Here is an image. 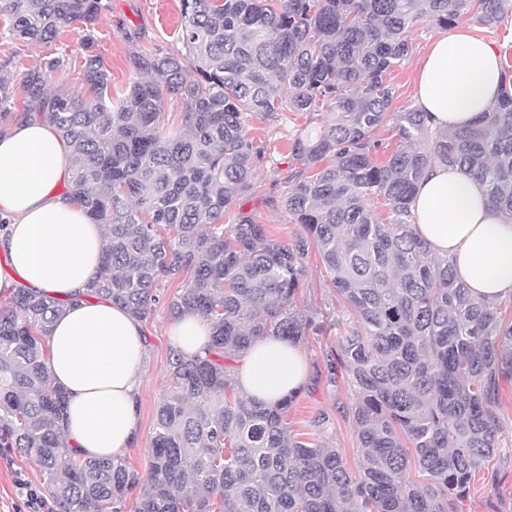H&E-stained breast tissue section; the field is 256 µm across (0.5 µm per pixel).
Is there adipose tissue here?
Masks as SVG:
<instances>
[{
	"instance_id": "ef3b65f1",
	"label": "adipose tissue",
	"mask_w": 512,
	"mask_h": 512,
	"mask_svg": "<svg viewBox=\"0 0 512 512\" xmlns=\"http://www.w3.org/2000/svg\"><path fill=\"white\" fill-rule=\"evenodd\" d=\"M512 93L498 48L468 30L433 39L420 63L415 106L432 127L456 131ZM70 173L69 148L55 127L33 118L0 131V297L20 288L67 301L50 326L52 380L66 396L62 426L85 458L122 454L136 443L137 388L147 355L143 324L110 299L86 294L100 266L103 225L58 191ZM411 208L414 229L431 250L455 263L473 298H512V221L458 169L437 165L421 180ZM180 352L196 357L210 329L187 310L170 325ZM300 346L265 336L238 361L239 391L272 405L304 384Z\"/></svg>"
}]
</instances>
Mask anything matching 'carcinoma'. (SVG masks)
<instances>
[{
  "mask_svg": "<svg viewBox=\"0 0 512 512\" xmlns=\"http://www.w3.org/2000/svg\"><path fill=\"white\" fill-rule=\"evenodd\" d=\"M185 53L131 57L140 75L112 99L91 57L83 90L47 87L43 69L0 75V114L48 121L66 141L65 195L105 225L90 295L144 321L162 281L172 318L210 325L205 354L168 352L148 478L135 512H461L474 472L501 448L500 382L512 380V324L474 299L446 256L413 231L426 171L452 166L512 217V95L448 133L400 104L392 73L423 21L495 28L512 0H180ZM102 0H0L12 37L90 27ZM183 104L165 127L169 101ZM321 117L295 130L285 206L304 235L282 244L238 208L254 193L265 146L245 118ZM398 138L384 150L378 132ZM315 250L352 319L327 355L355 395L360 472L341 451L293 433L298 394L263 406L241 395L233 363L262 336L301 344L328 326L300 300ZM65 302L25 289L0 304V448L41 466L61 512H121L141 482L125 457L80 458L60 431L46 336ZM422 481H415L412 470Z\"/></svg>",
  "mask_w": 512,
  "mask_h": 512,
  "instance_id": "obj_1",
  "label": "carcinoma"
}]
</instances>
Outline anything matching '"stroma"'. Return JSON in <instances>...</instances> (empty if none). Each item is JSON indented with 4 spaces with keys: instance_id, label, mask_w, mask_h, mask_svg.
<instances>
[{
    "instance_id": "1",
    "label": "stroma",
    "mask_w": 512,
    "mask_h": 512,
    "mask_svg": "<svg viewBox=\"0 0 512 512\" xmlns=\"http://www.w3.org/2000/svg\"><path fill=\"white\" fill-rule=\"evenodd\" d=\"M94 32H86L82 24L60 30L47 43L17 40L0 29V72L20 75L26 69L43 65L47 59L60 58L59 70L48 76L49 87L63 84L72 90L82 87V66L90 55L99 56L112 74L113 94H122L136 78L130 65L133 53L158 49L181 51L178 40L181 26L179 0H103ZM140 31V40H132L131 32ZM439 29L421 23L411 34L413 50L402 68L394 74L401 101L413 103L418 79V61ZM305 116L283 111L274 118L247 117L246 122L255 140L264 141L270 155L257 172V193L245 205L257 223L263 224L268 235L279 242L290 244L303 235L302 225L284 207L289 190V138ZM304 296L307 303L329 313L331 319H344L346 312L327 288L320 272L316 255L305 260ZM172 322L164 303L152 307L144 323L150 348L149 358L139 392L140 421L137 443L124 452L126 460L139 475L148 471L149 448L156 409L169 384L167 356L173 341L168 333ZM336 347L335 333L309 336L301 349L307 361L309 374L306 385L288 413L294 432L313 434V420L327 416L329 423L320 443L339 448L351 470H358L361 456L351 419L342 409L351 401V384L347 376L330 379L326 356ZM502 428V446L496 456L485 462L476 472L463 502V512H512V386H505L499 411ZM44 492L39 465L13 452L0 450V512H25L22 485Z\"/></svg>"
}]
</instances>
